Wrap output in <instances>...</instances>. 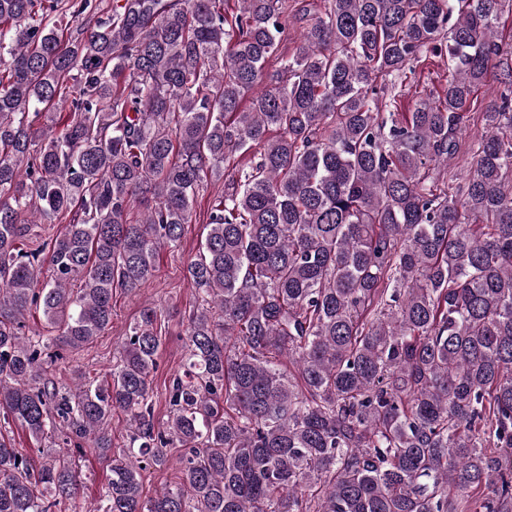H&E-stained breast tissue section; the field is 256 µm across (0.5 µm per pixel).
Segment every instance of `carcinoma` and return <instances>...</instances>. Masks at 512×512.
<instances>
[{"instance_id": "carcinoma-1", "label": "carcinoma", "mask_w": 512, "mask_h": 512, "mask_svg": "<svg viewBox=\"0 0 512 512\" xmlns=\"http://www.w3.org/2000/svg\"><path fill=\"white\" fill-rule=\"evenodd\" d=\"M236 3L0 0V512H63L87 442L102 512H512V0H326L272 71L308 10ZM69 17L85 23L65 39ZM435 59L443 93L398 112ZM498 70L455 186L441 167ZM63 106V134L35 126ZM222 178L167 420L151 305L104 376L61 391L53 367ZM33 309L47 334L25 335ZM13 425L62 445L36 459ZM173 449L175 483L144 496Z\"/></svg>"}]
</instances>
